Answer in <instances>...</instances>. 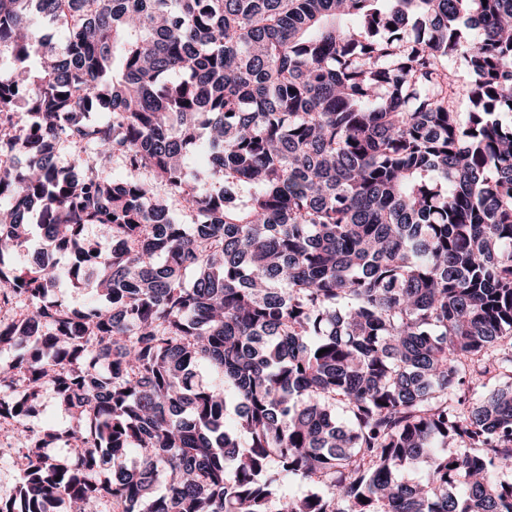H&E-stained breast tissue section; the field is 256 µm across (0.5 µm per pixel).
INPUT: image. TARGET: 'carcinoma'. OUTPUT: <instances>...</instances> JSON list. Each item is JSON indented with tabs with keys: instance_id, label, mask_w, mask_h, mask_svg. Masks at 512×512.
<instances>
[{
	"instance_id": "1",
	"label": "carcinoma",
	"mask_w": 512,
	"mask_h": 512,
	"mask_svg": "<svg viewBox=\"0 0 512 512\" xmlns=\"http://www.w3.org/2000/svg\"><path fill=\"white\" fill-rule=\"evenodd\" d=\"M33 213L0 512H512V0H0ZM34 420L61 429L69 424L70 418L68 414L57 405L52 390L46 389L43 391L41 405ZM4 442L0 446V499L7 501L15 496L20 481V472L16 465L17 450L8 448Z\"/></svg>"
}]
</instances>
